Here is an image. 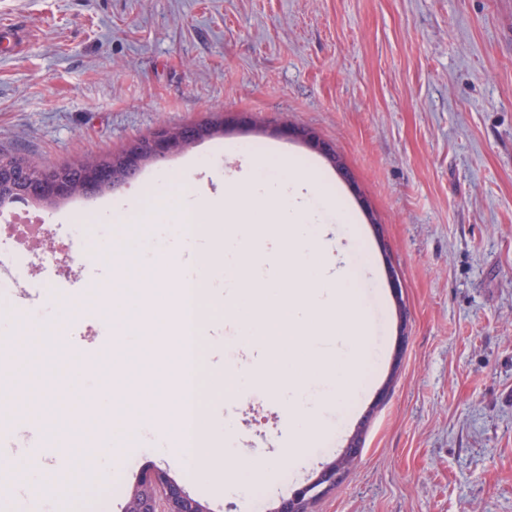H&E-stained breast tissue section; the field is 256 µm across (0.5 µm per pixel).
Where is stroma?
<instances>
[{"mask_svg": "<svg viewBox=\"0 0 512 512\" xmlns=\"http://www.w3.org/2000/svg\"><path fill=\"white\" fill-rule=\"evenodd\" d=\"M2 22L29 41L21 51L0 43V155L54 168L118 154L162 124L228 122L82 206L35 211L59 252L85 268L84 282L47 286L39 260L27 266L24 282L48 296L40 321L68 344L40 365L45 381L96 393L97 432L110 430L107 395L126 386L106 365L79 364L113 332L97 301L112 274L101 245L113 226L98 211L136 200L160 172L212 182V171L191 169L197 157L241 170L225 145L275 146L320 168L347 218L335 227L345 257L363 262L361 302L384 318L383 336L363 338L358 396L325 397V434L300 463L281 460L288 403L255 378L263 357L209 337L202 404L212 441L238 449L246 492L185 480L149 434L121 463L87 446L55 474L62 490L88 489L71 512H123L149 469L206 512H275L356 435L359 456L311 512H512V0H0ZM65 357L76 370L62 371ZM222 359L241 373L230 396L209 383ZM49 454L29 448L0 477V512H11L8 491L37 489ZM108 469L115 479L97 484Z\"/></svg>", "mask_w": 512, "mask_h": 512, "instance_id": "35a3bbf8", "label": "stroma"}]
</instances>
